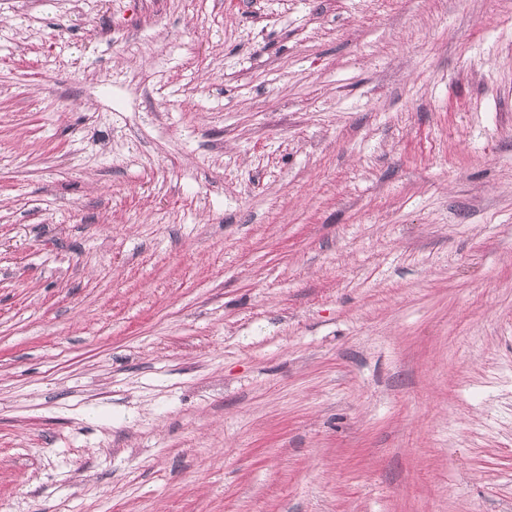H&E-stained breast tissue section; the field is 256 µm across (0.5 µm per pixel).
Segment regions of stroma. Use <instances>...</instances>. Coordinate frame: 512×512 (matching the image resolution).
I'll list each match as a JSON object with an SVG mask.
<instances>
[{
    "label": "stroma",
    "instance_id": "stroma-1",
    "mask_svg": "<svg viewBox=\"0 0 512 512\" xmlns=\"http://www.w3.org/2000/svg\"><path fill=\"white\" fill-rule=\"evenodd\" d=\"M0 512H512V0H0Z\"/></svg>",
    "mask_w": 512,
    "mask_h": 512
}]
</instances>
